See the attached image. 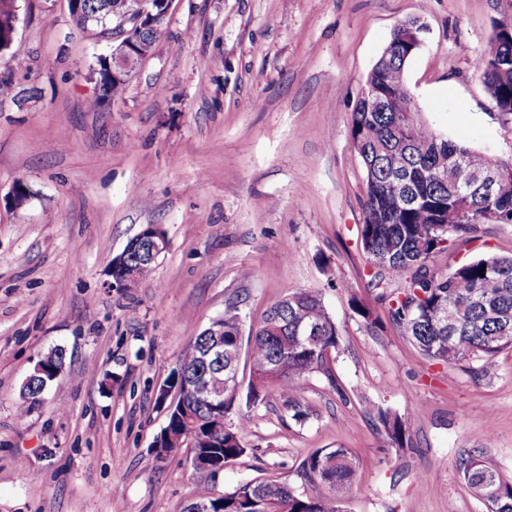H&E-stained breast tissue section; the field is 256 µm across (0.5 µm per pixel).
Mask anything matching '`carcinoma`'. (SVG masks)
<instances>
[{"label": "carcinoma", "instance_id": "obj_1", "mask_svg": "<svg viewBox=\"0 0 512 512\" xmlns=\"http://www.w3.org/2000/svg\"><path fill=\"white\" fill-rule=\"evenodd\" d=\"M373 74L380 88L405 99L410 91L404 70L410 57L390 56ZM476 72L500 113L512 115V38L478 58ZM352 143L365 174L366 194L359 233L373 266L391 282H403L389 309L392 322L409 336L423 355L453 366L463 360L492 364L502 351L512 349V255L480 258L448 273L431 266L432 258L447 249L452 236L478 232L482 224L512 223V180L498 193L485 192V177L492 171L512 169L434 131L417 120L403 127L395 112H369L358 100L351 115ZM458 216L441 223V214ZM340 328L325 307L321 293L299 290L272 303L262 320L243 340L242 322L235 304L224 311V349L238 353L247 348L250 368L277 366L272 380L249 378L246 390L224 394V411L189 398L184 408L167 414L166 427L175 437L192 433V448L211 468L245 453L240 432L246 421L224 423L230 414L265 402L276 393L288 399L292 418L300 421L307 409L296 398L301 382L323 373L338 383L327 359L339 345ZM209 337H195L167 386L185 384L198 374L213 386L223 384L217 367H205L201 351ZM375 416L393 447L405 443L406 424L401 416L379 408ZM457 468L472 494L483 495L489 512H512V481L487 465L476 451L461 455ZM357 463L347 448H318L301 462L299 475L321 492L308 495L287 481H249L222 497L208 487L198 488L183 512H197L201 502L212 512H344L352 490Z\"/></svg>", "mask_w": 512, "mask_h": 512}]
</instances>
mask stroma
<instances>
[{
	"label": "stroma",
	"mask_w": 512,
	"mask_h": 512,
	"mask_svg": "<svg viewBox=\"0 0 512 512\" xmlns=\"http://www.w3.org/2000/svg\"><path fill=\"white\" fill-rule=\"evenodd\" d=\"M0 57V512H183L218 494L298 474L319 448L359 460L346 512H487L456 462L481 449L512 480V350L490 368L420 353L390 321L358 240L364 172L350 117L392 30L429 31L405 79L418 119L512 162V119L476 75L512 0H173L168 33L121 100L95 110L92 70L112 37L77 30L67 0H16ZM32 192L6 205L15 182ZM149 224L169 247L138 287L108 267ZM512 253V224H484L433 259L447 272ZM322 293L341 340L331 375L249 410L246 452L194 469L156 461L160 387L195 337L236 303L244 328L276 300ZM367 305L372 321L351 308ZM66 352L39 400L36 361ZM407 423L392 448L374 416Z\"/></svg>",
	"instance_id": "stroma-1"
}]
</instances>
